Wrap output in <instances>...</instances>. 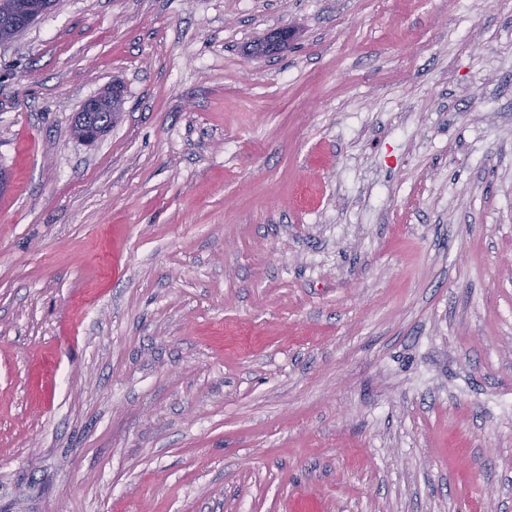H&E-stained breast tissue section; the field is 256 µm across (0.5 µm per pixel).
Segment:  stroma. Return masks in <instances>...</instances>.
<instances>
[{"label":"stroma","mask_w":512,"mask_h":512,"mask_svg":"<svg viewBox=\"0 0 512 512\" xmlns=\"http://www.w3.org/2000/svg\"><path fill=\"white\" fill-rule=\"evenodd\" d=\"M0 174V512H512V0H57Z\"/></svg>","instance_id":"stroma-1"}]
</instances>
